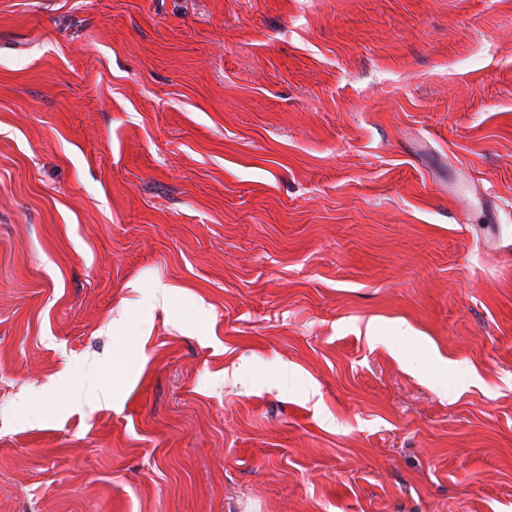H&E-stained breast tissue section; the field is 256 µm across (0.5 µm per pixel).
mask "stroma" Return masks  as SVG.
Here are the masks:
<instances>
[{
  "instance_id": "35a3bbf8",
  "label": "stroma",
  "mask_w": 512,
  "mask_h": 512,
  "mask_svg": "<svg viewBox=\"0 0 512 512\" xmlns=\"http://www.w3.org/2000/svg\"><path fill=\"white\" fill-rule=\"evenodd\" d=\"M0 512H512V0H0Z\"/></svg>"
}]
</instances>
